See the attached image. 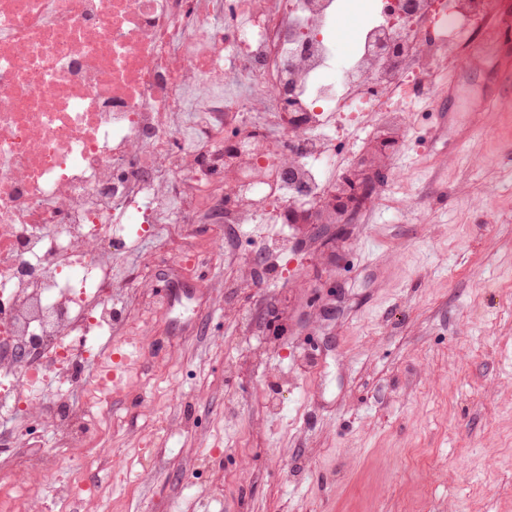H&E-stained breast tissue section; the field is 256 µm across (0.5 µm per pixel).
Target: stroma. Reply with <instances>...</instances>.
I'll list each match as a JSON object with an SVG mask.
<instances>
[{"mask_svg":"<svg viewBox=\"0 0 512 512\" xmlns=\"http://www.w3.org/2000/svg\"><path fill=\"white\" fill-rule=\"evenodd\" d=\"M368 13L341 0L353 48ZM474 15L405 117L337 131L342 174L392 137L349 224H188L125 256L148 339L78 512H512V48ZM279 411H270L271 401Z\"/></svg>","mask_w":512,"mask_h":512,"instance_id":"obj_1","label":"stroma"}]
</instances>
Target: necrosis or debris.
<instances>
[{"mask_svg":"<svg viewBox=\"0 0 512 512\" xmlns=\"http://www.w3.org/2000/svg\"><path fill=\"white\" fill-rule=\"evenodd\" d=\"M381 0L336 68L338 0H0V446L52 433L29 462L52 470L87 448L118 386L111 367L135 281L115 267L160 224H274L280 203L315 206L336 165L341 113L399 112L428 71L470 37L463 21L494 0ZM257 179L218 203L210 173L224 122ZM277 131L290 157L269 147ZM74 486L0 484V512L30 497L73 506Z\"/></svg>","mask_w":512,"mask_h":512,"instance_id":"4bbe7bcc","label":"necrosis or debris"}]
</instances>
